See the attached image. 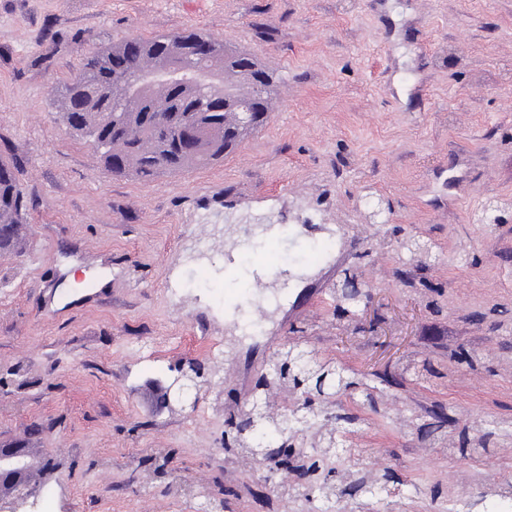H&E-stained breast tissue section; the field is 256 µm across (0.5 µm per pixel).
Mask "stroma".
<instances>
[{"instance_id":"obj_1","label":"stroma","mask_w":512,"mask_h":512,"mask_svg":"<svg viewBox=\"0 0 512 512\" xmlns=\"http://www.w3.org/2000/svg\"><path fill=\"white\" fill-rule=\"evenodd\" d=\"M186 29L278 77L266 123L222 162L112 176L52 86L96 48ZM0 154L28 197L22 251L0 254V448L40 471L26 512H186L201 492L311 512L272 471L332 472L341 512H512V223L472 220L512 201V0H0ZM268 215L276 234L246 235ZM411 237L434 261H407ZM348 271L366 314L336 298ZM293 345L377 386L317 407L353 418L360 457L309 472L314 434L271 460L225 442L258 384L270 412L300 403L264 379ZM192 365L196 407L165 408Z\"/></svg>"}]
</instances>
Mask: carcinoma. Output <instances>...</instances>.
<instances>
[{
	"label": "carcinoma",
	"mask_w": 512,
	"mask_h": 512,
	"mask_svg": "<svg viewBox=\"0 0 512 512\" xmlns=\"http://www.w3.org/2000/svg\"><path fill=\"white\" fill-rule=\"evenodd\" d=\"M136 41L133 54L125 41L95 51L78 78L51 90L60 120L72 134L92 141L105 171L149 183L191 166L218 163L266 122L267 101L252 104L246 124L241 113L224 110L205 97H192L178 84L148 90L130 86L129 76L142 69L146 60L160 68L192 66L197 63L196 50L205 44L207 65L222 64L231 70L238 51L195 29ZM18 174V162L0 156V252L19 250L20 231L26 224ZM272 368L284 383L300 386L323 402L362 385L328 363L311 364L286 351L278 354ZM267 429L291 438L298 433L299 423L278 417L268 422ZM284 492L307 500L318 497L324 503L344 494L325 481L303 490L289 486Z\"/></svg>",
	"instance_id": "1"
}]
</instances>
